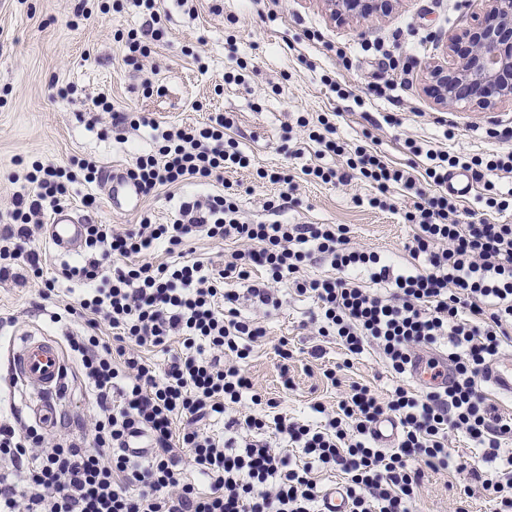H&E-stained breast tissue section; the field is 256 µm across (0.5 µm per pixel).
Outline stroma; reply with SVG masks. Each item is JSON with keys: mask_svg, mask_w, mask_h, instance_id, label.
Returning a JSON list of instances; mask_svg holds the SVG:
<instances>
[{"mask_svg": "<svg viewBox=\"0 0 512 512\" xmlns=\"http://www.w3.org/2000/svg\"><path fill=\"white\" fill-rule=\"evenodd\" d=\"M74 0H0V217L16 194L28 191L12 180L17 159H38L63 166L72 157L98 161L102 171H121L137 156L156 147L150 128L113 130L109 117L91 122L93 100L107 97L120 108L149 114L160 126H188L206 121L209 113L230 114L234 141L250 158L245 168L224 173L225 192L231 193L243 215L255 223L285 217L292 224H343L351 247L376 251L395 264L409 261L405 245L413 234L405 213L415 197L403 189L382 195L359 178L322 182L303 175V168L320 166L336 172L347 169L345 157L320 156L298 125L299 118L316 123L318 116L336 112V136L355 146L371 131L378 151L402 169L417 162L405 141H429L459 156L486 155L512 149V102L493 111L452 106L437 109L425 92L426 68L443 58V43L467 27L480 0H401L386 17L369 24L334 20L322 0H160L164 35L152 42V53L140 66L123 61L113 35L142 30L145 19L132 11L102 14L98 0H89L92 14L76 16ZM318 39H309V32ZM407 58L406 68L390 70L375 46ZM345 49L338 58L335 47ZM246 68H239V61ZM335 78L361 96L338 99L324 77ZM391 82L386 98L372 95L373 87ZM74 84L72 102L50 97L53 83ZM400 115L397 126L384 115ZM497 137H489L488 129ZM292 169L288 208L277 215L269 208L280 188L259 178V171ZM501 191L512 189V174L486 173L475 181L463 205L475 220L512 224V209L487 210L485 181ZM97 201L99 221L132 228L141 214L153 222L170 223L177 202L162 188L139 198L130 208L113 207L110 185L98 180L75 188L66 206L84 215L83 195ZM385 205L371 206L373 197ZM281 306L266 319L268 338L255 343L247 370L256 393L276 402L278 414L313 424L335 416L343 389L364 383L388 400L399 379L388 368L379 348L365 344L358 355H347L332 338L318 335L311 318L315 303L282 289ZM36 286L0 281V314L14 317L13 327L0 336V378L7 377V349L21 333L33 331L65 342L75 331L72 323L50 321L38 306ZM287 340L293 357L282 362L277 353ZM339 367L340 386L323 376ZM319 403L324 413H312ZM95 407L79 369L69 375V391L61 415L65 425L91 422ZM466 476L452 470L428 473L416 501L417 512H455Z\"/></svg>", "mask_w": 512, "mask_h": 512, "instance_id": "obj_1", "label": "stroma"}]
</instances>
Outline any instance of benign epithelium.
I'll return each mask as SVG.
<instances>
[{
	"instance_id": "1",
	"label": "benign epithelium",
	"mask_w": 512,
	"mask_h": 512,
	"mask_svg": "<svg viewBox=\"0 0 512 512\" xmlns=\"http://www.w3.org/2000/svg\"><path fill=\"white\" fill-rule=\"evenodd\" d=\"M341 20L366 22L385 16L396 0H325ZM485 10L449 39L445 54L452 64L430 66V88L436 104L464 103L489 110L512 100V0H484Z\"/></svg>"
}]
</instances>
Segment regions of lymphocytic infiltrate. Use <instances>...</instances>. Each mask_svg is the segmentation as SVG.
<instances>
[{"label":"lymphocytic infiltrate","mask_w":512,"mask_h":512,"mask_svg":"<svg viewBox=\"0 0 512 512\" xmlns=\"http://www.w3.org/2000/svg\"><path fill=\"white\" fill-rule=\"evenodd\" d=\"M116 11L132 9L151 26V41L164 31L158 0H113ZM126 64L138 65L151 41L137 32L116 33ZM308 137L326 153L346 155L357 178L380 193L393 186L421 195L406 220L415 233L405 249L412 267L398 268L374 251L350 247L343 224H252L243 220L233 198L221 193L184 200L173 223H153L142 215L138 230L121 231L87 220L84 243L89 259L61 264L44 277L40 256L29 245L30 224L56 209L75 185L91 183L102 170L96 160L73 158L66 167L33 161L24 178L30 192L16 195L9 220L0 227V281L40 282L38 296L51 301L59 280L78 281L88 290L77 302L55 307L53 322H75L67 342L80 361L96 406L92 436L49 439L42 427L0 419V512H319L315 466L340 471L349 512H414L427 471L455 467L479 482L495 502V512H512V415L498 413L482 390L485 368L512 347V224L461 223L457 197L447 192L451 169L512 173V151L462 158L431 145L407 142L423 161V174L384 160L376 150L337 141L336 126L321 116ZM234 121L211 113L198 126L158 132L155 151L140 155L122 179L142 195L161 188L224 180L225 170L248 167L250 159L225 130ZM196 232L234 243L224 267L212 273L189 258L182 246ZM166 243L170 262L154 263L149 253ZM329 262L336 274L303 278L310 260ZM263 268V284H251L252 268ZM386 284L382 295L363 288L361 272ZM263 311L278 309V287L319 306L321 336H333L350 354L376 344L395 374L406 371L419 345L445 344L456 366V381L445 391L415 394L397 385L381 401L370 386L355 383L338 403V414L322 426L280 418L277 429L302 460L259 440L237 446L235 437L262 430L260 395L243 364L267 330L238 308L239 284ZM108 324L111 339L101 338ZM183 352L169 353L173 338ZM205 342L208 358L193 355ZM167 351L165 363L150 361L151 349ZM250 398L255 413L224 423L227 440L210 435L205 422L230 405ZM395 419L402 435L384 451L374 428ZM467 437L479 462L451 448V437ZM146 436L148 456L131 453ZM192 465L208 483L185 481Z\"/></svg>","instance_id":"f902f5d3"}]
</instances>
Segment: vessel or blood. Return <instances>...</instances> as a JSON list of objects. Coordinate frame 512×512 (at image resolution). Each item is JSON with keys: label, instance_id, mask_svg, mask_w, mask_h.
Instances as JSON below:
<instances>
[{"label": "vessel or blood", "instance_id": "1", "mask_svg": "<svg viewBox=\"0 0 512 512\" xmlns=\"http://www.w3.org/2000/svg\"><path fill=\"white\" fill-rule=\"evenodd\" d=\"M85 220L65 209L50 217V240L60 248L78 245ZM7 362L10 377L37 391L33 414L45 426H53L62 404L66 386L67 363L59 344L52 339H36L24 335L10 350ZM411 378L421 387L448 385L453 378V365L444 356L417 354L410 368ZM486 380L494 391L512 398V363L496 360L489 364Z\"/></svg>", "mask_w": 512, "mask_h": 512}]
</instances>
